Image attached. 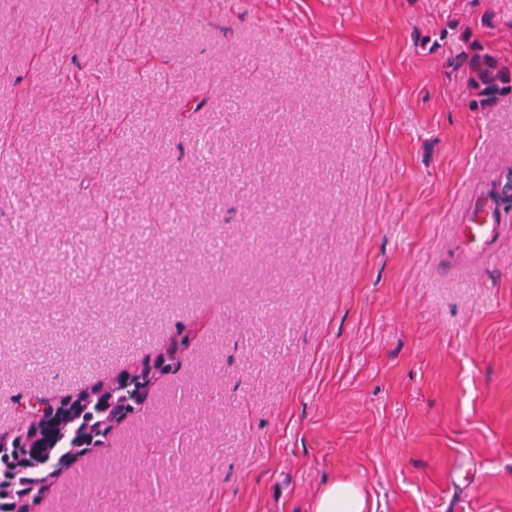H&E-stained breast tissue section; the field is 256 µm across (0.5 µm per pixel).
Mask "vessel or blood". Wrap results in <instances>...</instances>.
I'll return each mask as SVG.
<instances>
[{
	"instance_id": "1",
	"label": "vessel or blood",
	"mask_w": 512,
	"mask_h": 512,
	"mask_svg": "<svg viewBox=\"0 0 512 512\" xmlns=\"http://www.w3.org/2000/svg\"><path fill=\"white\" fill-rule=\"evenodd\" d=\"M512 195V175L493 180L490 192L469 195L465 218L450 228L449 264L466 263L480 270L496 256L497 243L508 226L499 205L502 197Z\"/></svg>"
}]
</instances>
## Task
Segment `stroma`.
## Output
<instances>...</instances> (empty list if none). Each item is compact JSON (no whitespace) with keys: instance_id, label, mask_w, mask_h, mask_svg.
Returning a JSON list of instances; mask_svg holds the SVG:
<instances>
[{"instance_id":"35a3bbf8","label":"stroma","mask_w":512,"mask_h":512,"mask_svg":"<svg viewBox=\"0 0 512 512\" xmlns=\"http://www.w3.org/2000/svg\"><path fill=\"white\" fill-rule=\"evenodd\" d=\"M467 42L512 68V0H0V430L205 328L38 512H512V234L442 263L512 172ZM492 182L490 192L467 197L465 219L451 225L448 265L466 263L480 270L496 257L501 235L510 230V224H505L499 201L512 195V176L507 172ZM362 489L347 481H332L320 493L314 512H367Z\"/></svg>"}]
</instances>
